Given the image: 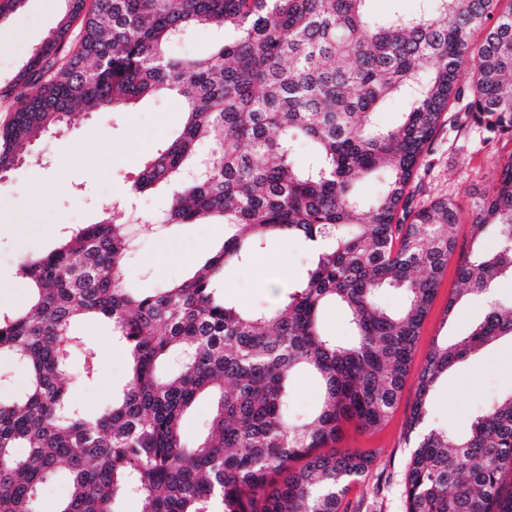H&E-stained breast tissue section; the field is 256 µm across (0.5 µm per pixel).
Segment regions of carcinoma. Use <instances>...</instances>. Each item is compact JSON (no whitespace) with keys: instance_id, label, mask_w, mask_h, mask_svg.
I'll return each instance as SVG.
<instances>
[{"instance_id":"1","label":"carcinoma","mask_w":512,"mask_h":512,"mask_svg":"<svg viewBox=\"0 0 512 512\" xmlns=\"http://www.w3.org/2000/svg\"><path fill=\"white\" fill-rule=\"evenodd\" d=\"M372 0H71L69 16L0 98L19 103L0 124V176L28 161V144L68 125L73 111L122 112L175 96L182 127L146 157L131 193H168L157 223L224 225L221 247L192 276L137 292L125 286L135 240L108 217L65 233L22 262L30 306L0 314V349L25 368L26 389L0 374V512H38L43 483L67 472L55 512H114L137 493L143 512H348L350 485L375 451L336 448L344 425L381 428L398 404L443 271L456 260L455 297L488 295L512 274V155L494 191L469 204L475 231L497 228L492 254L457 251L461 205L413 206L412 181L450 102L467 93L475 122L512 134V0H418L415 11L375 13ZM77 44L62 54L72 20ZM200 29H222L198 58L169 53ZM405 104L398 122L377 115ZM309 148L297 159L298 144ZM379 182L367 200L358 185ZM288 236L314 256L272 307L224 297V270ZM405 296L389 310L386 290ZM335 306L350 338L322 322ZM112 324L130 355L129 378L101 412L73 402L64 378L81 352L75 325ZM512 337V302L492 300L453 345H436L417 378L406 422L405 512H512V394L487 403L457 436L429 420L428 398L448 369ZM306 373L321 405L297 419L290 381ZM206 395L207 436L184 442L185 412ZM23 448L21 456L15 449Z\"/></svg>"}]
</instances>
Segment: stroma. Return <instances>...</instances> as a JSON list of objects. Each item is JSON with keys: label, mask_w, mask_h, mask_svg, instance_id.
<instances>
[{"label": "stroma", "mask_w": 512, "mask_h": 512, "mask_svg": "<svg viewBox=\"0 0 512 512\" xmlns=\"http://www.w3.org/2000/svg\"><path fill=\"white\" fill-rule=\"evenodd\" d=\"M69 5L70 0H22L17 6L0 0V28L19 26L25 31L23 43L0 40V87L11 83L31 53L58 30ZM180 122V105L170 98L147 99L127 112H77L59 134L34 144V151L45 154L48 164L26 166L0 179V313L28 308L29 284L17 275L24 257L56 247L45 228L54 224L75 229L96 222L102 205L129 195L138 168L126 154L129 140H137L143 154H150L173 137ZM104 154L110 163L103 172L98 162ZM511 155L512 136L491 139L473 121L447 115L417 171L415 205L452 198L465 207L491 192L498 160ZM223 238V225L209 219L176 224L140 238L128 257L126 279L145 291L180 280ZM306 261L307 250L300 242L271 239L247 264L225 269L224 296L242 308L271 306L275 289L293 280ZM458 286L456 268L448 266L421 327L406 386L388 422L370 433L352 426L345 430L343 447L377 452L366 478L349 492L356 512L405 510V471L413 448L404 428L414 402L416 378L434 345L468 336L487 310L486 300L475 295L459 296L456 307H449L448 298ZM76 332L94 346L98 370L85 380L69 379V392L75 403L94 413L124 387L127 353L111 341L108 322L89 320L79 324ZM510 391L512 339L504 337L475 351L439 380L430 396V420L457 433L469 432L483 401Z\"/></svg>", "instance_id": "obj_1"}]
</instances>
